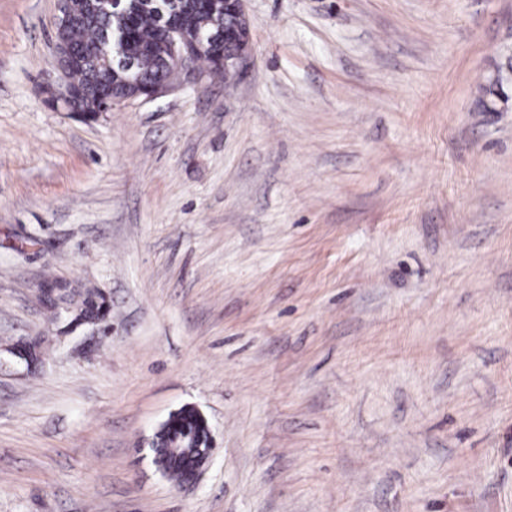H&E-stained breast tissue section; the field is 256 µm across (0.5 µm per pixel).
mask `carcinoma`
Returning a JSON list of instances; mask_svg holds the SVG:
<instances>
[{
	"label": "carcinoma",
	"instance_id": "obj_1",
	"mask_svg": "<svg viewBox=\"0 0 512 512\" xmlns=\"http://www.w3.org/2000/svg\"><path fill=\"white\" fill-rule=\"evenodd\" d=\"M75 14L67 30L69 42L84 54L78 86L84 91L83 111L92 116L99 110L101 94L118 96L130 86V78L142 87L152 85L165 76L162 45L163 29L176 21L188 34L205 32L213 21L226 29L239 28L241 22L224 11V0H122L108 11H100L92 0H70ZM236 46L216 44L200 54L198 62L208 73L231 78L236 71L223 68L220 61L228 58ZM502 70L486 80L482 106L496 111L497 103L507 101ZM47 296L46 309L56 321L70 326L96 322L103 324L110 305L105 294L92 288L76 290L64 281L43 280Z\"/></svg>",
	"mask_w": 512,
	"mask_h": 512
}]
</instances>
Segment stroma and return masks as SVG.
<instances>
[{
	"label": "stroma",
	"instance_id": "stroma-1",
	"mask_svg": "<svg viewBox=\"0 0 512 512\" xmlns=\"http://www.w3.org/2000/svg\"><path fill=\"white\" fill-rule=\"evenodd\" d=\"M57 8L0 0V512H512V0H247L245 74L92 118ZM505 80L507 79L502 74V70L500 68L497 69V73L494 76H491L486 80V84L482 89L483 97H487V99L483 98L481 100L485 111L496 112L497 103L500 102V100L504 102L508 100V96L503 88ZM47 296L46 309L55 321H66L70 326L97 322L102 325L109 316L110 305L105 294L92 288L76 290L64 281L43 280ZM196 409V408H195ZM196 413L198 416L202 419L203 423L205 424V428L207 431V439L206 441H203L198 436V433L196 432V429L193 428L194 434L197 435L198 443H194L193 441H185V437L181 439V441H177L175 444H173L169 448H180L181 451L185 453L189 458L193 459V470L192 474L190 475L189 479L181 484V487L188 488L195 485L197 480L199 479L203 467L208 461V459L211 457L214 449H215V443H213V437L210 430V427L207 424V421L205 417L200 413L198 409H196Z\"/></svg>",
	"mask_w": 512,
	"mask_h": 512
}]
</instances>
